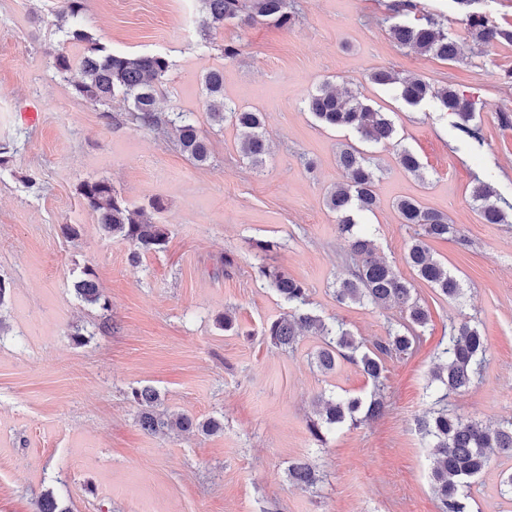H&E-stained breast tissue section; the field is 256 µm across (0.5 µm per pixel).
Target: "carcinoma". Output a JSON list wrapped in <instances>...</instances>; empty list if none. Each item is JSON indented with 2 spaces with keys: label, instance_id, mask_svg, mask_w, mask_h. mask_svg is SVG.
<instances>
[{
  "label": "carcinoma",
  "instance_id": "cac0c4a2",
  "mask_svg": "<svg viewBox=\"0 0 512 512\" xmlns=\"http://www.w3.org/2000/svg\"><path fill=\"white\" fill-rule=\"evenodd\" d=\"M202 16L199 32L203 45L211 44L213 32L233 23L242 28L255 23L271 24L288 29L296 20L293 0H200ZM478 0H455L460 21L477 45L495 41L512 44V30L491 23L486 14L474 9ZM85 10V0H61L57 13L60 21L76 18ZM393 40L423 55H431L447 62L460 61L456 41L440 23L427 18L416 23H395L389 28ZM76 41H85L89 48L80 56H71L62 48L50 50L56 70L61 74L75 71L80 79L73 87L77 96L106 112L112 101L121 99L128 104L129 119L142 130L150 132H176L179 151L197 165L211 159L210 141L202 136L192 113L181 110L163 111L157 102V90L167 76L172 63L163 55H124L112 53L96 42L83 29L71 32ZM373 83L396 86L400 97L409 105H417L432 98L440 109L457 118V128L478 144L484 143L481 128L471 124L474 103L450 87L434 89L422 78H400L387 70L371 74ZM206 91L205 109L210 123L223 128L227 121L239 131L241 153L255 166L264 162L267 146L264 117L260 112L243 109L224 99V72L208 71L203 78ZM308 110L321 123L333 128H348L364 144L396 143V128L389 114L365 103L360 93L348 91L343 96L323 87L308 99ZM397 159L403 169L417 173L421 169L418 157L401 148ZM337 163L345 172V180L336 184L327 196V205L336 215L337 231L349 246L356 266L341 279L336 288V300L341 303H362L378 307L394 305L401 309V321L391 328L387 336L363 349L344 324L325 323L310 309L308 290L304 284L290 277L275 265H262L259 275L288 302V313L264 328V335L281 348L296 347L307 333L319 336L323 347L315 357L323 372L336 368L343 358L357 364L372 380L377 392L366 399L361 396L321 397L318 399V419L309 424L312 437L325 441V432L345 424L356 426L378 418L384 411L379 389L386 380L385 357L411 350L420 339L417 330L425 328L431 318L427 307L414 296L411 284L376 256L374 241L357 227L356 213L371 212L377 205L376 182L378 167L368 151L353 143L341 146ZM79 195L95 215L102 232L130 244V257L136 263L143 254L161 251L168 240V229L160 220L164 205L153 198L146 205H136L118 195L105 179L87 180L80 184ZM471 197L478 203V211L487 224L508 221L505 210L498 205L500 197L487 181L476 179ZM396 209L402 223L417 226L405 256L406 264L415 276L454 300L462 290L458 278L430 252L427 241L446 239L456 232L448 216L423 207L413 198H401ZM75 291L88 305L106 311L108 300L101 292L93 274L75 283ZM487 352L486 339L479 328L469 320L453 322L447 340L441 341L436 353L438 364L433 372L442 394L436 403L444 402L451 393L469 388L480 376ZM131 400L140 410V425L151 434L169 430L216 432L221 423L211 419L198 422L186 414L166 415L157 411L160 395L151 386L135 389ZM423 434L430 439L432 484L439 512H473L469 489L475 478L485 469L495 453L512 456V421L495 426L464 419L448 413L442 407L431 409L420 421ZM288 479L295 485L312 488L319 481L317 471L308 461H299L288 468ZM36 512H70L59 506L53 492H45L36 503Z\"/></svg>",
  "mask_w": 512,
  "mask_h": 512
}]
</instances>
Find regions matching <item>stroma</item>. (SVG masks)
Returning <instances> with one entry per match:
<instances>
[{
  "instance_id": "35a3bbf8",
  "label": "stroma",
  "mask_w": 512,
  "mask_h": 512,
  "mask_svg": "<svg viewBox=\"0 0 512 512\" xmlns=\"http://www.w3.org/2000/svg\"><path fill=\"white\" fill-rule=\"evenodd\" d=\"M414 2L411 19L440 22L461 62L397 46L387 0H295L292 28L229 26L207 48L199 0H87L79 24L108 50L172 61L158 96L163 108L194 112L210 140L212 159L198 166L172 137L138 129L123 101L104 113L76 96L73 75L58 74L49 55L61 44L74 55L86 48L60 28L59 0H0V143L14 151L0 168V279L9 286L0 306V512H34L48 490L70 512H438L417 420L432 405L434 353L450 322L474 318L488 353L481 379L449 396V412L485 424L512 419V223H483L470 196L481 177L512 204V122H501L512 118V44L475 45L454 0ZM231 42L241 50L228 58ZM212 69L224 72L227 100L263 113L262 167L242 157L235 127L211 126L203 77ZM379 69L473 100L484 145L473 148L433 100L411 106L396 87L371 83ZM326 82L360 89L388 112L398 147L420 160L415 175L399 165L397 147H370L379 202L359 221L379 256L413 281L431 320L414 351L386 360L385 413L319 443L308 430L314 399L367 396L373 383L342 358L321 372L320 337L288 351L264 336L289 305L259 266L286 270L305 285L317 316L344 322L365 345L400 318L397 308L342 305L334 296L350 257L326 197L343 179L341 145L358 137L309 112V96ZM30 101L42 113L36 126L19 118ZM29 175L36 185H27ZM94 178L139 205L164 201L163 251L134 265L128 242L102 234L78 194ZM402 197L456 225L430 250L460 280L459 299L439 296L406 265L415 227L399 217ZM67 224L75 236L64 235ZM259 240L274 250L256 253ZM228 253L230 268L222 263ZM87 270L109 310L77 297L74 284ZM227 313L228 331L219 326ZM106 315L108 330L100 327ZM143 386L159 391L161 410L217 418L222 431L146 433L130 399ZM301 458L315 465L316 487L289 484L288 467ZM511 473L512 457L496 456L476 478L481 512H512L500 493Z\"/></svg>"
}]
</instances>
